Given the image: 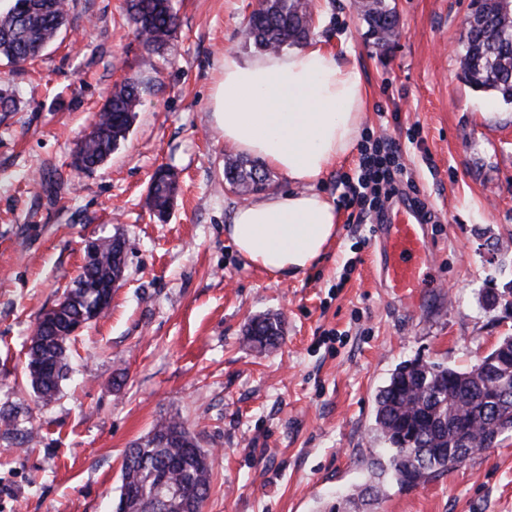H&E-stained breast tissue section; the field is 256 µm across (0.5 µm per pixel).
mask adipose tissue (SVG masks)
I'll return each mask as SVG.
<instances>
[{
    "instance_id": "adipose-tissue-1",
    "label": "adipose tissue",
    "mask_w": 512,
    "mask_h": 512,
    "mask_svg": "<svg viewBox=\"0 0 512 512\" xmlns=\"http://www.w3.org/2000/svg\"><path fill=\"white\" fill-rule=\"evenodd\" d=\"M222 69L211 101L225 143L293 185L238 207L228 235L249 265L299 274L336 240L339 214L314 184L359 142L366 121L362 72L318 43L256 57L228 51Z\"/></svg>"
}]
</instances>
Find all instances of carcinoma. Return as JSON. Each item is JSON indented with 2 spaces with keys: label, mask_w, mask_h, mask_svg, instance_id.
Listing matches in <instances>:
<instances>
[{
  "label": "carcinoma",
  "mask_w": 512,
  "mask_h": 512,
  "mask_svg": "<svg viewBox=\"0 0 512 512\" xmlns=\"http://www.w3.org/2000/svg\"><path fill=\"white\" fill-rule=\"evenodd\" d=\"M380 47L399 34L396 11L384 0H355ZM69 0H9L0 12V57L21 66L42 57L67 24ZM128 23L142 43L145 61L168 46L178 27L175 0H125ZM475 22L460 38L463 80L473 89L512 104V0H471ZM313 22L310 0H259L246 34L265 52H280L308 39ZM144 88L135 79L113 85L91 131L74 150L70 167L89 173L102 166L126 139ZM269 181L258 160L228 159L224 182L235 193L258 191ZM178 184L168 168H158L148 188L147 208L163 219L174 205ZM101 257L80 268L63 292L55 319L38 317L28 346L25 373L36 398L48 402L60 392L68 372L70 328L106 313L100 286L119 280L126 265V241L101 238ZM279 316L251 320L247 337L255 347L276 345L282 337ZM375 430L388 444L389 467L377 464L375 478L391 475L413 489L448 473L474 454L491 448L512 431V336L501 339L482 363L467 370L416 360L399 364L375 397ZM19 412L0 410L3 438L22 446L33 429H19ZM211 487L209 454L176 417L161 419L127 448L121 466L117 512H201Z\"/></svg>",
  "instance_id": "cac0c4a2"
}]
</instances>
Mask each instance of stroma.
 I'll use <instances>...</instances> for the list:
<instances>
[{
  "instance_id": "stroma-1",
  "label": "stroma",
  "mask_w": 512,
  "mask_h": 512,
  "mask_svg": "<svg viewBox=\"0 0 512 512\" xmlns=\"http://www.w3.org/2000/svg\"><path fill=\"white\" fill-rule=\"evenodd\" d=\"M353 0H312V41L356 61L365 134L400 144L437 221L425 225L433 285L417 304L380 285L378 238L340 209L334 246L305 272L272 276L226 233L244 203L224 187L233 154L209 105L225 51L256 55L244 34L258 0H177L171 44L142 64L125 0H70L69 24L34 65L10 69L19 101L0 122V405L28 408L35 440L0 441V512H115L123 452L161 418H180L210 453L201 512H330L383 458L375 394L420 359L470 368L512 336V105L461 77L471 0H389L400 35L376 45ZM148 86L128 138L90 174L71 171L112 85ZM167 165L179 192L166 221L144 206ZM66 187L48 193L43 174ZM123 235V285L68 351L58 396L24 385V345L82 263L87 240ZM280 315L259 349L248 321ZM366 512H512V432L412 490L386 480Z\"/></svg>"
}]
</instances>
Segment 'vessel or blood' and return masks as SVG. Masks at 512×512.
<instances>
[{
	"mask_svg": "<svg viewBox=\"0 0 512 512\" xmlns=\"http://www.w3.org/2000/svg\"><path fill=\"white\" fill-rule=\"evenodd\" d=\"M423 223L417 205L410 201L377 228L382 250L381 281L407 300L417 299L431 283V249Z\"/></svg>",
	"mask_w": 512,
	"mask_h": 512,
	"instance_id": "1",
	"label": "vessel or blood"
}]
</instances>
